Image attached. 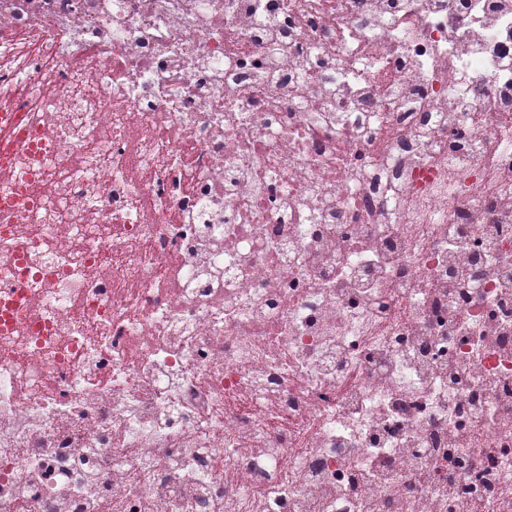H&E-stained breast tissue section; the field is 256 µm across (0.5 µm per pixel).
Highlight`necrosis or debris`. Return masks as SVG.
<instances>
[{
	"label": "necrosis or debris",
	"instance_id": "necrosis-or-debris-1",
	"mask_svg": "<svg viewBox=\"0 0 512 512\" xmlns=\"http://www.w3.org/2000/svg\"><path fill=\"white\" fill-rule=\"evenodd\" d=\"M0 512H512V0H0Z\"/></svg>",
	"mask_w": 512,
	"mask_h": 512
}]
</instances>
